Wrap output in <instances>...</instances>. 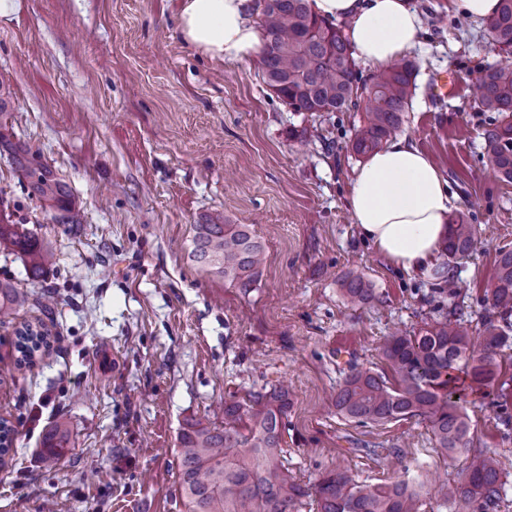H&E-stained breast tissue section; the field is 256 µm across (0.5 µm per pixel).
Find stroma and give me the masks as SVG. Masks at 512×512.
Wrapping results in <instances>:
<instances>
[{"label": "stroma", "instance_id": "stroma-1", "mask_svg": "<svg viewBox=\"0 0 512 512\" xmlns=\"http://www.w3.org/2000/svg\"><path fill=\"white\" fill-rule=\"evenodd\" d=\"M421 23L417 89L399 133L428 155L477 224L482 243L457 260L451 287L479 323L500 249L512 250V183L494 176L482 133L496 115L473 107L491 51L487 23L463 21L455 0H412ZM178 0H9L0 11V84L14 135L38 153L81 206L77 227L57 223L22 192L0 155V198L12 220L48 243L56 263L31 280L22 257L0 255V281L51 309L50 346L16 369L14 326L0 325V418L16 429L0 468V512H184L177 435L190 419L223 424L225 400L288 388L284 440L300 483L330 469L370 484L455 485L465 455L435 448L414 419L359 424L326 403L349 359L381 370L377 347L422 326L432 280L394 268L359 234L348 207L362 160L351 140L363 110L294 112L255 60L212 61L176 29ZM457 79L453 97L433 79ZM315 129L300 147L295 133ZM222 213L249 225L266 262L250 291L189 256L195 224ZM363 275L376 298L348 308L341 280ZM473 447L512 460V436L479 396L466 406ZM64 420L73 442L49 462L38 441ZM360 441L405 448L402 461L357 452ZM97 478H90V469Z\"/></svg>", "mask_w": 512, "mask_h": 512}]
</instances>
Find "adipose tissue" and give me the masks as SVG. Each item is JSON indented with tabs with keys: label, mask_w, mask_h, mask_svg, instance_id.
Listing matches in <instances>:
<instances>
[{
	"label": "adipose tissue",
	"mask_w": 512,
	"mask_h": 512,
	"mask_svg": "<svg viewBox=\"0 0 512 512\" xmlns=\"http://www.w3.org/2000/svg\"><path fill=\"white\" fill-rule=\"evenodd\" d=\"M318 17L342 21L355 58L383 68L419 42L409 0H309ZM256 0H179L181 39L213 60H244L262 48ZM454 195L438 167L405 138L389 141L356 171L348 206L360 236L391 265L424 278L439 271Z\"/></svg>",
	"instance_id": "1"
}]
</instances>
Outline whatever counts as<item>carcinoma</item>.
<instances>
[{
	"instance_id": "carcinoma-1",
	"label": "carcinoma",
	"mask_w": 512,
	"mask_h": 512,
	"mask_svg": "<svg viewBox=\"0 0 512 512\" xmlns=\"http://www.w3.org/2000/svg\"><path fill=\"white\" fill-rule=\"evenodd\" d=\"M263 46L259 68L277 98L294 112H344L364 105L365 122L355 131L352 151L367 156L377 151L404 122L416 90V64L402 59L364 79L356 68L351 43L343 28L312 14L308 0H263L259 14ZM493 43L512 53V0H499L488 23ZM8 94L0 89V153L21 173L27 197L40 203L61 224L79 223L74 195L40 156L10 139L1 120ZM474 107L495 112L499 119L484 131L487 164L512 182V64L483 69L473 89ZM479 229L458 213L449 222L443 245L447 263L477 247ZM0 252L24 258L32 278L56 264L52 248L36 235L0 216ZM190 258L214 276L245 292L257 282L265 260L264 248L246 224H226L217 214L194 225ZM342 296L351 308L375 299L371 281L350 275L342 281ZM25 288L0 281V323L36 306ZM479 355L470 351L471 321L463 307L436 316L417 333L395 331L379 349L391 374L349 363L329 403L356 423H386L417 418L427 424L436 447L467 454L464 478L453 488L438 489L442 506L455 512H498L507 494V465L501 456L471 448L465 412L469 395L498 410L504 436L512 434V373L502 371L498 356L512 346V251L498 253L494 283L482 298ZM16 364L31 366L49 346L43 324L24 323L15 331ZM291 400L277 388L255 391L248 398L224 402V426L200 420L186 422L176 450L179 485L187 512H302L314 497L317 512H425L421 493L407 481L368 485L347 471L322 473L310 487L288 474L287 451ZM15 428L0 419V467L13 450ZM47 459H58L70 448L65 423L57 420L42 439ZM360 451L376 458L402 457L404 449L365 443Z\"/></svg>"
}]
</instances>
